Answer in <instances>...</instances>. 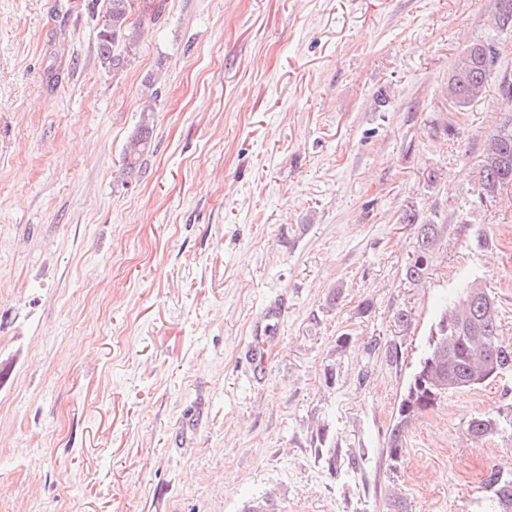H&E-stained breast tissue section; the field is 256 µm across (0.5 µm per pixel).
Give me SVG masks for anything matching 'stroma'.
Wrapping results in <instances>:
<instances>
[{
  "label": "stroma",
  "instance_id": "obj_1",
  "mask_svg": "<svg viewBox=\"0 0 512 512\" xmlns=\"http://www.w3.org/2000/svg\"><path fill=\"white\" fill-rule=\"evenodd\" d=\"M104 12L0 0V512H242L249 497L385 512L395 488L409 512H475L512 435L480 443L466 424L512 375L416 420L398 471L382 448L463 282L496 295L512 342V187L484 199L478 182L512 112L495 0H136L144 37L115 72L98 59ZM486 38L487 92L456 111L448 73ZM147 107L152 147L130 177ZM408 211L441 226L415 283ZM279 293L255 381L241 349ZM374 336L398 361L367 351ZM323 424L361 469L328 470ZM148 119L143 117L124 145L123 165L127 176L132 177L140 173L143 158L151 149L153 128Z\"/></svg>",
  "mask_w": 512,
  "mask_h": 512
}]
</instances>
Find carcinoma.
Instances as JSON below:
<instances>
[{
    "label": "carcinoma",
    "instance_id": "1",
    "mask_svg": "<svg viewBox=\"0 0 512 512\" xmlns=\"http://www.w3.org/2000/svg\"><path fill=\"white\" fill-rule=\"evenodd\" d=\"M132 0H107L108 24L97 34L101 66L118 70L130 52L136 50L143 33L130 22ZM495 28L512 29V0H496ZM499 56L492 39L469 44L456 57L448 73V101L462 110L483 97ZM153 128L143 118L128 137L123 151L127 176L141 171L142 161L152 145ZM481 197H495L512 186V118L486 136L479 171ZM436 224L419 227L418 249L406 267L405 277L418 282L428 269L438 240ZM500 313L492 292L479 280L467 282L445 301L427 336L426 348L398 401L393 424L385 440L387 466L400 467L405 438L410 426L433 410L451 391L476 389L491 379L512 373V344L500 339ZM466 431L482 441L512 432V402L509 407L478 412L467 422ZM327 427L318 429L321 448L318 457L329 469L336 468V448L326 446ZM479 512H512V469L488 467L477 488Z\"/></svg>",
    "mask_w": 512,
    "mask_h": 512
}]
</instances>
